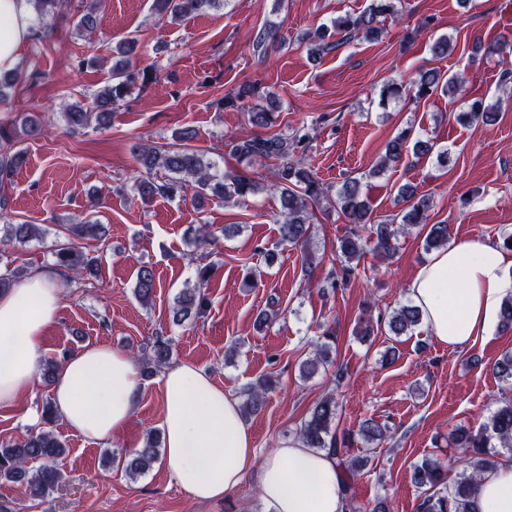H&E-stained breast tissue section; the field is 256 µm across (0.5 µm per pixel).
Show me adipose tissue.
<instances>
[{
    "label": "adipose tissue",
    "instance_id": "adipose-tissue-1",
    "mask_svg": "<svg viewBox=\"0 0 512 512\" xmlns=\"http://www.w3.org/2000/svg\"><path fill=\"white\" fill-rule=\"evenodd\" d=\"M33 24L29 0H0V72L13 70ZM58 273L41 268L0 292V409L32 390L41 341L61 303ZM408 297L439 343L462 348L485 334L512 297V251L479 238L457 239L416 271ZM163 465L194 501L218 500L253 475L268 512H345L341 468L333 454L298 443L259 455L238 401L202 368H166ZM137 364L103 344L85 346L56 374L51 398L58 416L95 441L111 440L130 421L141 392ZM479 512H512V464L485 471Z\"/></svg>",
    "mask_w": 512,
    "mask_h": 512
}]
</instances>
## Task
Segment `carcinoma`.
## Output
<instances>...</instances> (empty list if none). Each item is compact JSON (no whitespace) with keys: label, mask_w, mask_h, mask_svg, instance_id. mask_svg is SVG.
Here are the masks:
<instances>
[{"label":"carcinoma","mask_w":512,"mask_h":512,"mask_svg":"<svg viewBox=\"0 0 512 512\" xmlns=\"http://www.w3.org/2000/svg\"><path fill=\"white\" fill-rule=\"evenodd\" d=\"M221 0H154V10L158 15L177 21L187 14L197 13L205 7H213ZM63 0H31L37 23L48 24L57 16V8ZM100 2L92 0L82 12L77 14L75 26L82 32L93 33L98 24ZM394 15V6L386 0H372L364 11L346 15L333 22V28L323 26L310 37V53L315 57L337 50L352 38L377 35L381 32V17ZM340 38H335V35ZM275 34L267 29L258 33L253 41V49L263 56L274 46ZM137 40L123 37L117 42L120 59L110 70L106 84L92 97L89 105L81 102L71 104L64 112L68 124L74 129L88 126L91 120L104 124L112 106L122 100L138 82L153 80V73L139 70L131 64L137 50ZM463 81L456 76H446L437 69L422 71L419 78L403 89L393 82L380 87V98H399L407 92L417 99L443 92L450 97L462 91ZM253 102L246 101V98ZM277 97L273 92L259 93L248 87L238 93L224 96L217 101L220 108H237L247 112L249 123L256 131L234 137L227 143L231 154L241 163L248 165L259 161L272 162L273 184L271 188L279 194L280 214L278 223V244L300 248L303 265L310 269L316 264L317 255L309 247L308 231L316 219V210L332 207L344 217L348 224L345 234L336 242V261L340 273L332 275V287L346 282L355 270L366 251L382 257L392 256L397 248L399 237L412 230L424 234L423 249L429 253L448 245V225L429 223L430 201L417 195L415 187L404 184L398 189V196L406 206L390 222L372 223V212L362 197L363 180L380 175L386 169L400 164L407 156L408 148H413L416 156L427 155L435 145L418 140L409 145L412 129L405 128L388 141L380 164L373 170L359 176H347L340 185L332 187L320 182L313 171L303 166L297 155L305 154L310 142L307 128L299 127L291 134H270L267 129L276 123ZM499 104H487L475 99L467 104V109L458 114L462 124L490 123L495 120ZM196 132L186 129L175 136L174 142L139 149L136 162L139 165L135 187L142 196L158 195L172 199L193 190L197 197L207 194L219 198H245L261 190L260 177L237 175L224 179L212 172V167L203 162L191 142ZM14 130L0 126V187L10 179L14 169L24 162V154L14 150ZM39 236L34 224H8L0 235V243L24 245ZM52 255L55 266L64 271L85 275L93 273V267L83 247L67 240L56 244ZM212 265H197L198 285L186 290L178 297L173 317L182 322L190 317L203 316L208 299L201 288L210 278ZM24 276L20 267H7L0 273V291L11 288ZM155 288V274L151 267L141 266L135 277L134 293L139 301L148 304ZM420 324V312L411 304H403L384 318L377 319V325H384L394 336H402ZM336 341L333 326L321 329L320 336L312 342L314 355L302 364L305 377L313 375L320 366L329 363ZM172 354L171 339L163 336L153 338L147 363L154 370L164 368ZM493 373L505 385L512 388V353L504 354L492 367ZM272 380L266 379L251 385L245 390L247 401L244 408L257 410L264 403L265 394L271 389ZM338 404L335 397L327 396L319 400L301 421L296 436L306 448L327 451L339 457L342 470L341 489L347 504H353L351 478L363 470L370 458L366 454H348L351 434H338L336 427ZM41 420L43 426L29 433L25 440L16 443L0 444V481L22 482L29 495L41 501L57 489L63 474L57 466L58 459L65 453L66 444L53 430L57 415L51 400L43 402ZM389 428L373 419L364 421L359 434L367 445H376L388 437ZM512 452V399L497 403L487 424L477 430L459 427L448 437V449L456 457L461 470L450 477L447 468L439 461L429 459L414 469V482L420 493L419 512H477L476 495L478 481L486 470L499 464V449ZM159 439L151 434L141 448L128 453L125 471L130 476H138L149 470L159 459Z\"/></svg>","instance_id":"1"}]
</instances>
